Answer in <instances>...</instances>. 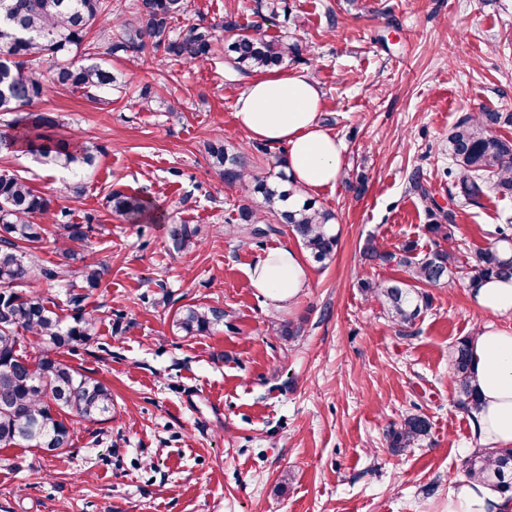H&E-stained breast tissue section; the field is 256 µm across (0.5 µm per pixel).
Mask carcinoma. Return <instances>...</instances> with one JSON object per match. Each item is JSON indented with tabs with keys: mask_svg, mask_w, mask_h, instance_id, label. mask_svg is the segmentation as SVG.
<instances>
[{
	"mask_svg": "<svg viewBox=\"0 0 512 512\" xmlns=\"http://www.w3.org/2000/svg\"><path fill=\"white\" fill-rule=\"evenodd\" d=\"M110 9L108 0H0V113L18 112L41 99L45 91L80 92L92 102H102L112 93L115 78L100 63L87 62L97 55L95 41L88 35L97 17ZM188 0H138L135 16L122 24L121 36L108 41L105 54L137 55L146 47L163 53L174 66L200 64L213 54L216 26L204 23L183 25ZM224 30L232 33L226 49L229 60L242 74L267 71L298 46L248 31H237L228 20ZM51 64L44 67L45 58ZM501 122L497 112H477L460 118L448 135V156L458 169L459 192L475 202L488 190L512 195V140L498 136L493 127ZM54 119L28 112L0 130V152L21 151L39 165L67 171L74 183L70 191L79 197L83 181L95 168L103 145L76 134L57 131ZM211 164L229 184L249 182L264 196L269 214L291 229L312 257L323 262L338 245L330 231L334 216L305 200L285 205L294 191L278 189L250 168L247 157L224 148L221 141L209 148ZM110 211L138 219L147 202L134 194L113 191L108 196ZM40 217L57 226L53 243L68 261L78 260L72 244L83 242L88 225L73 224L66 211L57 210L53 200L36 191L26 180L0 173V449L21 447L59 448L70 444L69 417L94 421L112 418V390L102 381L82 373L58 357L61 349L74 350L95 334L96 317L85 301L101 287L104 265L94 259L78 269L80 283L70 284L81 293L66 292L67 317L57 313L61 305L34 289L40 280H55L59 272L35 263L33 250L46 243L50 231L34 222ZM240 230L262 237L273 231L261 225L266 219L250 208L238 210ZM434 248L415 252L411 244L397 252L367 241L363 256L371 263L395 265L407 279L385 285L361 282V288L378 300L388 316L406 331L429 309L430 297L420 286H435L454 273L459 263L454 225L435 221L427 225ZM173 250L186 252L200 243L199 230L174 224L169 230ZM470 281L486 277L512 280V256H502L490 244L467 258ZM224 322V310L216 306L190 305L175 314V326L187 335H205ZM34 339L36 351L29 355L21 341L24 334ZM457 405L470 412L479 404V394L470 375L469 338L458 341L449 352ZM429 423L419 413L406 415L388 432L389 448L402 453L428 434ZM469 476L487 481L504 495L512 494V449L484 448L464 463Z\"/></svg>",
	"mask_w": 512,
	"mask_h": 512,
	"instance_id": "1",
	"label": "carcinoma"
}]
</instances>
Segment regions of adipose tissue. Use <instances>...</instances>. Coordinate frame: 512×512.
Returning <instances> with one entry per match:
<instances>
[{
    "instance_id": "1",
    "label": "adipose tissue",
    "mask_w": 512,
    "mask_h": 512,
    "mask_svg": "<svg viewBox=\"0 0 512 512\" xmlns=\"http://www.w3.org/2000/svg\"><path fill=\"white\" fill-rule=\"evenodd\" d=\"M318 88L283 71L255 74L236 99L235 117L249 140L287 147V172L303 195L335 187L345 168L346 148L325 130ZM252 287L269 299L290 301L305 287L307 270L297 250L280 247L257 259L249 274ZM474 306L493 315L512 314V282L477 281L470 289ZM473 383L480 406L471 415L476 442L492 449L512 447V331L483 325L469 344ZM444 512H512V499L470 476L454 480Z\"/></svg>"
}]
</instances>
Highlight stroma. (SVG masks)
<instances>
[{
  "label": "stroma",
  "mask_w": 512,
  "mask_h": 512,
  "mask_svg": "<svg viewBox=\"0 0 512 512\" xmlns=\"http://www.w3.org/2000/svg\"><path fill=\"white\" fill-rule=\"evenodd\" d=\"M232 19L298 44L282 70L320 89L319 119L346 146L347 166L315 201L335 215L338 247L308 262L305 288L277 303L249 272L268 250L297 246L288 227L261 240L236 228L240 206L263 209L249 184H227L207 146L222 139L255 169L277 174L287 148L248 140L235 102L248 81L223 52L201 64L154 65L105 57L112 100L50 93L36 111L105 151L82 196L61 172L21 152L0 171L25 178L70 219L91 225L84 247L107 273L88 309L96 336L62 359L112 390V417L71 421L55 456L0 450V512H442L463 462L478 449L455 403L448 352L482 325L512 331L471 302L458 274L429 288V309L400 331L358 286L404 278L372 266L368 240L426 251L431 219L410 187L413 172L455 224L462 255L512 224V196L458 194L448 134L462 116L499 112L512 139V0H190L188 21ZM159 90L149 107L143 87ZM120 190L149 201L160 222L131 224L106 200ZM191 224L201 243L170 248L167 227ZM224 311V323L189 336L174 323L185 305ZM302 326L295 338L280 325ZM409 411L430 432L392 453L387 432Z\"/></svg>",
  "instance_id": "stroma-1"
}]
</instances>
